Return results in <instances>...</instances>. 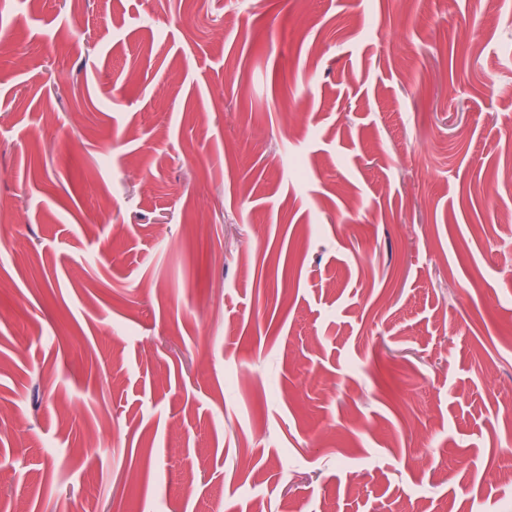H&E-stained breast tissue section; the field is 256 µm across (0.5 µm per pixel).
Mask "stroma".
I'll use <instances>...</instances> for the list:
<instances>
[{
	"label": "stroma",
	"mask_w": 512,
	"mask_h": 512,
	"mask_svg": "<svg viewBox=\"0 0 512 512\" xmlns=\"http://www.w3.org/2000/svg\"><path fill=\"white\" fill-rule=\"evenodd\" d=\"M0 21L1 500L512 512V0Z\"/></svg>",
	"instance_id": "1"
}]
</instances>
